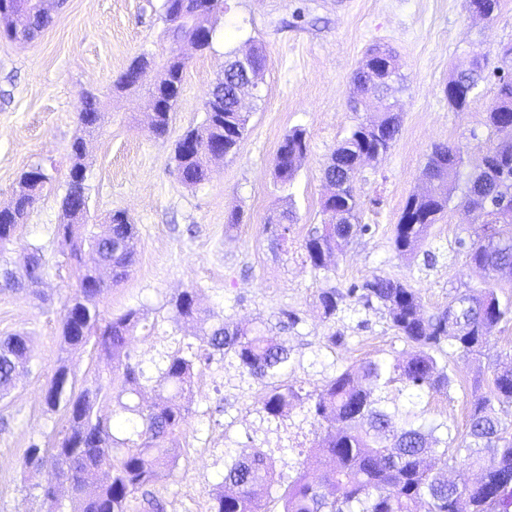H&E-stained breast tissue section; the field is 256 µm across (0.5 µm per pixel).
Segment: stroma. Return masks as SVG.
Segmentation results:
<instances>
[{"instance_id":"1","label":"stroma","mask_w":512,"mask_h":512,"mask_svg":"<svg viewBox=\"0 0 512 512\" xmlns=\"http://www.w3.org/2000/svg\"><path fill=\"white\" fill-rule=\"evenodd\" d=\"M213 23L211 49L186 52L183 92L161 137L150 132L136 95L114 91L113 83L135 56L164 57L163 0H64L33 41L0 36V206L12 201L32 166L43 165L50 177L8 253L18 262L29 245L41 246L48 275L39 290L0 292V337L24 333L32 345L31 372L0 399V512H54L53 502L33 487L47 474L34 480L21 468L30 444L46 441L63 424L61 412L45 405L46 388L60 362L78 381L104 366L93 346L68 349L61 338L63 305L76 289L77 270L56 228L66 221L61 201L69 147L86 93L101 96L107 109L102 132L86 137L89 221L103 231L121 210L138 232L132 270L100 297L99 310L107 319L131 308L140 312L144 325L134 332L130 356L147 375H155L161 353L193 331L171 321L166 307L186 289L198 292L218 322L259 317L274 327L282 312L294 313L297 324L280 333L293 350L287 380L317 392L337 371L368 358L402 359L410 350L384 315L361 306L324 320L317 306L323 289L344 291L387 276L418 289L424 310L433 313L455 291L484 285L483 273L455 246L472 241L479 227L459 198L428 229L424 247L439 252L434 266H425L420 255L399 257L393 238L407 199L426 188L422 170L433 144L460 147L473 161L495 140L485 124L494 79L479 85L462 112L450 108L445 87L470 54L485 53L497 66L498 51L512 43V0H501L488 20L469 13L464 0H224ZM254 43L264 47L267 67L258 97L246 101L249 122L240 149L213 161L208 181L185 184L174 170L175 144L203 121V103L224 68L225 52ZM375 45L394 51L401 64L403 86L395 93L400 132L387 156L363 163L355 177L358 221L369 232L354 237L327 269L315 271L300 244L324 220L323 170L332 151L364 118L350 108L352 77ZM295 127L305 130L308 149L284 189L274 156ZM288 197L294 220L280 248L264 227ZM234 212L240 215L236 224L229 221ZM335 332L341 339L327 348ZM508 351L512 320L495 329L480 360L449 352L451 388L424 395L418 410L447 422L456 440L466 439L472 392L487 388L488 362ZM260 393V382L230 358L196 376L178 461L150 488L166 512H210L228 448L242 455L263 447L276 474L293 476V462L328 424L304 418L297 408L261 422Z\"/></svg>"}]
</instances>
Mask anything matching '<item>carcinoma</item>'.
<instances>
[{
    "instance_id": "cac0c4a2",
    "label": "carcinoma",
    "mask_w": 512,
    "mask_h": 512,
    "mask_svg": "<svg viewBox=\"0 0 512 512\" xmlns=\"http://www.w3.org/2000/svg\"><path fill=\"white\" fill-rule=\"evenodd\" d=\"M33 0H0V33L16 40H32L50 21V14L33 11ZM223 9L222 0H213L211 9L193 16L194 26L214 32L211 19ZM392 68L378 71L359 66L353 82L357 90L354 110H370L374 103L381 109L367 122L354 125L332 152L324 170L327 193L322 202L324 224L310 232L300 245L305 262L317 271L327 268L326 260L350 240L369 230L358 224V200L352 182L365 152L382 157L396 140L400 113L392 101L402 76L396 56L382 50ZM500 66L496 93L486 112V125L492 131L498 123L512 116V44L500 49ZM267 65L261 46H252L248 76L244 80L217 79L213 89H222L220 102L204 104V119L188 129L174 150L175 171L189 185L199 184L211 176L207 150L224 147V157L235 156L244 138L247 116L237 111L240 88L260 82ZM186 59L176 45H171L161 63L160 83L134 87L117 80L114 88L132 91L143 99L161 93L164 106L144 110L148 125L157 136L167 133L170 113L182 92ZM488 58L476 54V73L458 72L448 83L460 86L479 84L485 79ZM106 107L90 94L81 101L78 124L81 128L100 126ZM195 141L196 149L184 151V142ZM73 158L71 172L84 166L86 145L77 136L70 145ZM307 151L305 131L294 128L286 133L274 158L276 178L281 185L291 184ZM430 185L427 195H412L406 201L396 226L393 247L400 257L415 254L427 228L436 223L448 208L457 186H463L461 204L469 209L512 214V139L496 140L483 153L480 162L467 167L460 148L436 144L428 154L423 169ZM20 190L8 208H0V291L33 288L47 276L40 263L42 248L31 246L23 257L24 274L18 275L5 258L7 247L38 200L45 181H28L22 175ZM85 197L84 180L73 176L62 199V209L69 222L57 226V235L71 246V254L80 267L78 288L64 305L62 339L69 347L94 343L99 357L124 366L119 387L114 378L101 374L75 389L70 369L62 364L53 374L44 401L48 410L63 409L65 425L49 443L32 442L24 460V472L42 467L58 468L66 475L63 496L70 512H133L136 493L152 484L161 469L177 458L179 433L189 414L183 399L194 392L196 371L215 358H234L243 372L258 380L264 388L259 400L261 420L270 422L298 406L317 419L329 416L339 428L326 431L315 443L311 457L326 458L331 467L310 479L307 462L299 463L296 477L275 498L280 512H460L459 501L468 504L466 512H512V424L505 423L495 404L512 403V354L497 356L488 364L490 390L475 388L469 414L468 439L448 456V424L426 422L422 414L403 412L397 398L390 396L395 384L411 398L424 393L448 389L452 379L448 364L440 363L436 354L448 345L466 357L482 355L484 344L497 326L512 316V304H501L494 288L467 289L448 301L443 310L427 315L420 293L411 285L383 276H373L362 287L342 292L327 288L318 296L324 318H336L346 300L378 304L394 328L413 351L405 359L388 365L365 360L331 378L315 394L301 391L282 381L288 371L290 352L281 339L263 324L251 319L247 323H210L211 313L198 294L188 289L174 295L168 306L174 321H194L199 332L194 338L200 347L180 340L182 348L161 355L155 362V398L149 404L134 401L140 397L144 369L131 364L129 346L141 322L139 312L126 313L102 322L98 309L100 296L124 280L136 254L137 227L130 221L112 218L109 233L102 236L87 228L85 217L76 203ZM293 221V210L276 211L266 230L272 243L284 245ZM470 263L490 275L499 268H512V220L484 224L476 232L468 250ZM112 266L110 279H96V265ZM31 350L29 337L14 334L0 338V397L15 388L20 375L28 370ZM362 376L375 386L363 388ZM123 414L119 432H114L112 417L98 414L99 398L112 394ZM443 467L463 459V465L476 467L481 478L473 483L463 479L448 482L432 471L431 459ZM274 473L259 451L249 456H230L222 482L215 493L212 512H263L264 501L271 497Z\"/></svg>"
}]
</instances>
